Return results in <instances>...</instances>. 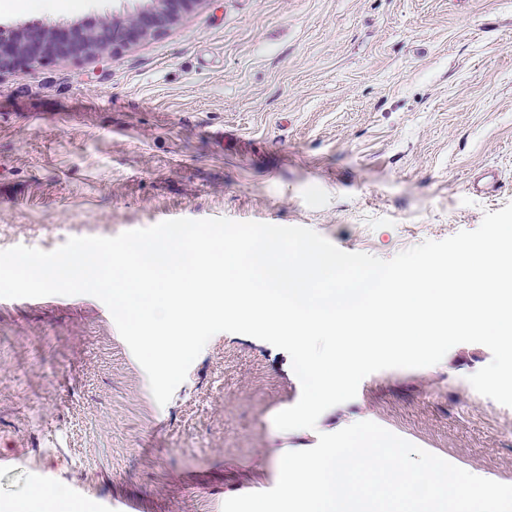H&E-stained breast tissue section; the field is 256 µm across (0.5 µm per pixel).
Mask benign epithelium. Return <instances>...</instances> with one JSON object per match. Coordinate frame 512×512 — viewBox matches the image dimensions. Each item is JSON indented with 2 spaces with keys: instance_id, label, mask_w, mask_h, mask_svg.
Masks as SVG:
<instances>
[{
  "instance_id": "obj_1",
  "label": "benign epithelium",
  "mask_w": 512,
  "mask_h": 512,
  "mask_svg": "<svg viewBox=\"0 0 512 512\" xmlns=\"http://www.w3.org/2000/svg\"><path fill=\"white\" fill-rule=\"evenodd\" d=\"M203 0H137L120 18L69 28L27 26L0 39V77L19 75L25 68L51 57L90 59L114 55L158 36Z\"/></svg>"
}]
</instances>
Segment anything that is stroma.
<instances>
[{"label": "stroma", "mask_w": 512, "mask_h": 512, "mask_svg": "<svg viewBox=\"0 0 512 512\" xmlns=\"http://www.w3.org/2000/svg\"><path fill=\"white\" fill-rule=\"evenodd\" d=\"M127 7L0 0V25ZM510 202L512 0H204L116 55L0 77V250L228 218L389 259ZM491 359L374 372L281 431L301 384L265 341L216 334L161 406L102 301L0 298V505L57 485L83 512H222L276 485L279 450L366 420L512 485V407L468 381Z\"/></svg>", "instance_id": "stroma-1"}]
</instances>
